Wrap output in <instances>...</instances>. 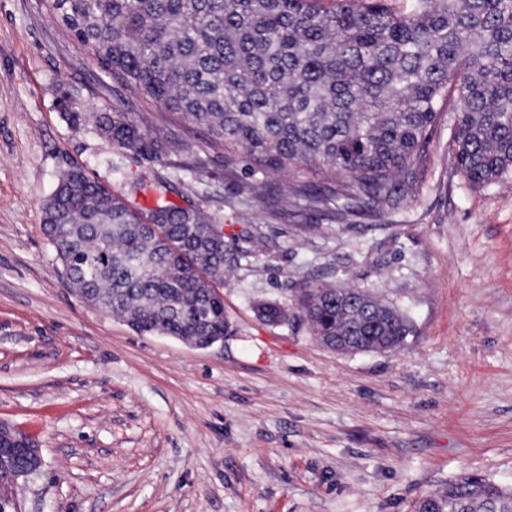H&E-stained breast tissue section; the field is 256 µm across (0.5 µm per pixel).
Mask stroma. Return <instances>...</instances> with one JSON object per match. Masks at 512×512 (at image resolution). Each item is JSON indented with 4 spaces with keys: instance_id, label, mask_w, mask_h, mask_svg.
Here are the masks:
<instances>
[{
    "instance_id": "stroma-1",
    "label": "stroma",
    "mask_w": 512,
    "mask_h": 512,
    "mask_svg": "<svg viewBox=\"0 0 512 512\" xmlns=\"http://www.w3.org/2000/svg\"><path fill=\"white\" fill-rule=\"evenodd\" d=\"M123 96L49 0H0V421L43 458L18 512H411L462 481L512 487V173L473 187L446 111L398 209L261 213L206 130L162 105L132 109L174 131L162 162L63 115ZM65 157L122 194L164 178L226 234L263 236L224 280L223 342L141 335L72 293L42 213ZM327 272L405 309L407 344L339 354L257 316Z\"/></svg>"
}]
</instances>
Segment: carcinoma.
I'll list each match as a JSON object with an SVG mask.
<instances>
[{
  "mask_svg": "<svg viewBox=\"0 0 512 512\" xmlns=\"http://www.w3.org/2000/svg\"><path fill=\"white\" fill-rule=\"evenodd\" d=\"M50 0V7L127 101L146 97L206 129L228 169H298L307 181L279 202L336 212L393 210L422 177L438 106L457 91L452 145L483 186L512 171V0ZM102 136L136 155L169 156L175 134L129 112L95 115ZM143 209L68 159L43 204V226L75 291L140 334L191 337L203 348L229 324L218 291L249 252L223 226L152 185ZM346 292L365 307L336 303ZM298 314L270 300L259 318L297 317L330 336L405 345V313L371 291L319 280L297 288ZM434 512H512V489L461 482L428 495Z\"/></svg>",
  "mask_w": 512,
  "mask_h": 512,
  "instance_id": "1",
  "label": "carcinoma"
}]
</instances>
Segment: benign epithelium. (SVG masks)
I'll return each mask as SVG.
<instances>
[{"mask_svg": "<svg viewBox=\"0 0 512 512\" xmlns=\"http://www.w3.org/2000/svg\"><path fill=\"white\" fill-rule=\"evenodd\" d=\"M42 466L38 445L0 421V512H16L13 484L36 473Z\"/></svg>", "mask_w": 512, "mask_h": 512, "instance_id": "benign-epithelium-1", "label": "benign epithelium"}]
</instances>
